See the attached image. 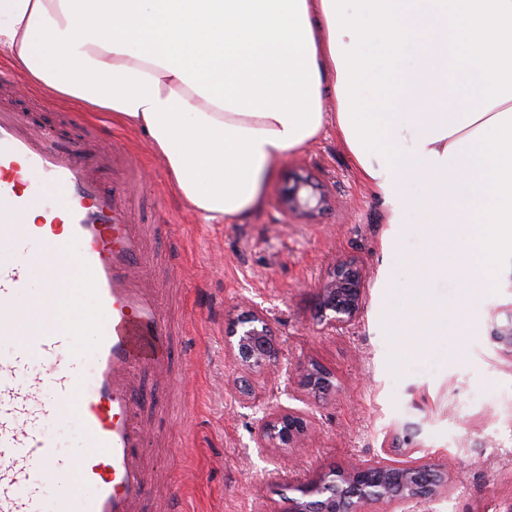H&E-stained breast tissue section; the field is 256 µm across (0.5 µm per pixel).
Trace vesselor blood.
Instances as JSON below:
<instances>
[{
    "label": "vessel or blood",
    "mask_w": 512,
    "mask_h": 512,
    "mask_svg": "<svg viewBox=\"0 0 512 512\" xmlns=\"http://www.w3.org/2000/svg\"><path fill=\"white\" fill-rule=\"evenodd\" d=\"M113 163L112 185L103 187L99 173ZM140 183L132 157L49 137L24 113L0 107V241L9 251L0 257V336L12 342L0 357V512H44L42 471H67L91 489L60 493L53 512H142L151 496L138 375L171 371L173 332L148 269L156 229L131 219ZM34 211L40 221L32 225ZM36 239L55 250L77 246L69 286L91 296L93 315L53 320L50 288L19 305L38 264ZM84 336L95 341L89 385L73 360ZM38 360L47 366L37 372ZM67 415L79 418L85 449L62 459L43 424Z\"/></svg>",
    "instance_id": "obj_1"
}]
</instances>
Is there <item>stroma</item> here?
Segmentation results:
<instances>
[{"label": "stroma", "mask_w": 512, "mask_h": 512, "mask_svg": "<svg viewBox=\"0 0 512 512\" xmlns=\"http://www.w3.org/2000/svg\"><path fill=\"white\" fill-rule=\"evenodd\" d=\"M0 105L20 108L43 129H61L73 139L100 125L101 142L123 149L143 170L134 220L171 227L159 248L174 255L179 292L161 300L165 317L185 333L173 342L170 377L141 374L155 441L144 462L152 482L177 484L186 512H285L296 488L325 469L381 458L442 466L451 484L425 503H379L366 512H512V359L491 340L493 317L512 309L508 269L497 268L495 288L466 297L453 275L432 277L429 301L453 313L444 335L427 347L410 342L412 282L427 241L416 215H409L391 262L393 278L378 287L385 212L334 127L279 161L257 206L216 224L179 198L146 133L34 86L1 85ZM305 173L332 198L310 221L280 207L293 177ZM349 261L365 276L363 309L338 335L322 324L317 293L328 273ZM255 305L267 312L284 365L316 360L336 376L328 395L305 399L313 428L305 446L282 464L260 452L256 440L268 403L287 400L285 374L276 367L246 373L230 348L237 318ZM462 307L475 315V328L458 322L455 311ZM245 381L256 407L243 405ZM175 406L188 425L169 418Z\"/></svg>", "instance_id": "stroma-1"}]
</instances>
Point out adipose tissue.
Wrapping results in <instances>:
<instances>
[{"label": "adipose tissue", "mask_w": 512, "mask_h": 512, "mask_svg": "<svg viewBox=\"0 0 512 512\" xmlns=\"http://www.w3.org/2000/svg\"><path fill=\"white\" fill-rule=\"evenodd\" d=\"M0 56L47 93L146 130L211 222L249 210L274 164L335 123L382 201L385 253L410 212L429 243L413 341L444 315L429 274L452 269L469 293L512 256V0H0ZM369 73L373 112L358 96ZM413 179L421 196L406 192Z\"/></svg>", "instance_id": "1"}]
</instances>
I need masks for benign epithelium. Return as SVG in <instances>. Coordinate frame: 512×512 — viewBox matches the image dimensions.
<instances>
[{
    "instance_id": "1",
    "label": "benign epithelium",
    "mask_w": 512,
    "mask_h": 512,
    "mask_svg": "<svg viewBox=\"0 0 512 512\" xmlns=\"http://www.w3.org/2000/svg\"><path fill=\"white\" fill-rule=\"evenodd\" d=\"M331 201L328 189L310 177L295 179L284 197L287 212L313 218ZM319 313L327 329L342 333L357 319L364 288L358 269L351 262L338 267L318 291ZM232 344L241 368L249 373L280 364L282 352L266 313L254 307L237 322ZM491 338L499 350L512 358V310L507 323L493 325ZM299 386L309 394H326L335 387V375L317 363L302 367ZM312 426L309 414L281 403L268 407L262 419L258 447L272 448L279 457L302 447ZM450 476L426 464L391 460L337 465L298 488L300 497L288 498L285 512H365L369 503H409L432 500L448 489Z\"/></svg>"
}]
</instances>
